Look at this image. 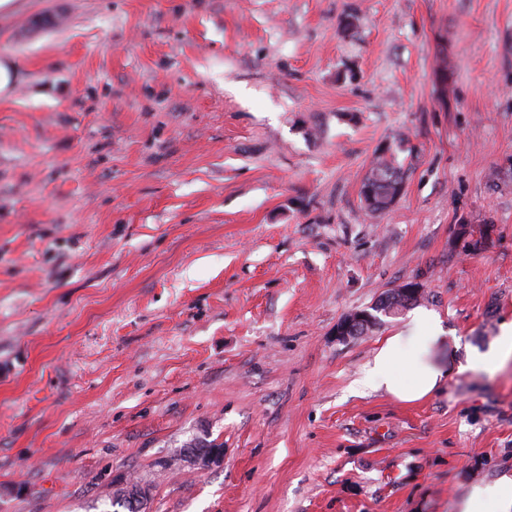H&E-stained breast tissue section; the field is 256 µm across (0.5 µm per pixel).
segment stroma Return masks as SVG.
<instances>
[{
  "instance_id": "1",
  "label": "stroma",
  "mask_w": 512,
  "mask_h": 512,
  "mask_svg": "<svg viewBox=\"0 0 512 512\" xmlns=\"http://www.w3.org/2000/svg\"><path fill=\"white\" fill-rule=\"evenodd\" d=\"M0 512H456L512 477V360L361 392L408 318L512 322V0H13ZM391 150L403 189L361 198ZM480 248H473V241ZM211 441L221 464L176 465ZM410 294H419L422 288V285L419 282H413L410 285L404 286L401 288H395L387 293H385L382 297H380L377 302L370 308L373 312L383 314L384 316H393L398 314L400 311L406 310L420 302L423 298V293L421 292L419 296H407L402 293V289Z\"/></svg>"
}]
</instances>
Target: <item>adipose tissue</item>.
I'll return each mask as SVG.
<instances>
[{"label":"adipose tissue","mask_w":512,"mask_h":512,"mask_svg":"<svg viewBox=\"0 0 512 512\" xmlns=\"http://www.w3.org/2000/svg\"><path fill=\"white\" fill-rule=\"evenodd\" d=\"M444 341L440 315L434 311H416L379 344L357 379V387L364 391H385L404 403L431 397L452 372L493 371L511 359L512 323L503 325L496 342L487 351L470 354L454 368L434 356ZM459 508L460 512H512V479H502L492 486H474Z\"/></svg>","instance_id":"obj_1"}]
</instances>
